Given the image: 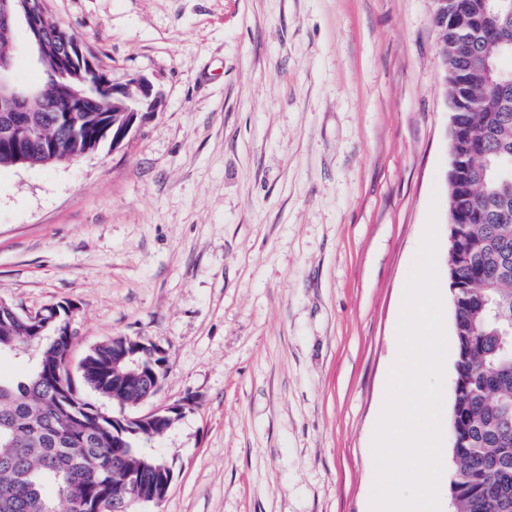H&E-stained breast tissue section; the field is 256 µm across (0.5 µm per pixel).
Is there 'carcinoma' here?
I'll list each match as a JSON object with an SVG mask.
<instances>
[{
	"instance_id": "carcinoma-1",
	"label": "carcinoma",
	"mask_w": 512,
	"mask_h": 512,
	"mask_svg": "<svg viewBox=\"0 0 512 512\" xmlns=\"http://www.w3.org/2000/svg\"><path fill=\"white\" fill-rule=\"evenodd\" d=\"M485 0H447L448 29L438 30L439 62L448 75L449 102L477 107L457 113L449 151L462 163L448 172L449 235L461 232L447 252L455 338V374L448 418L452 512H512V84L492 87L479 61L502 67L512 59V21L491 29ZM43 90L23 113L29 128L62 142L80 157L112 123V75L101 67L85 84L64 81ZM79 117V133L69 127ZM483 154L491 165H474ZM34 340L35 358L18 382L0 380V512H97L120 493L115 469H134L151 486L174 469L136 423L112 430V416L84 397L92 391L120 407L143 399L124 361L112 366V343L88 349L78 380L68 369L76 336L63 334L67 309ZM35 335L0 308V354ZM84 508L78 511L74 501Z\"/></svg>"
}]
</instances>
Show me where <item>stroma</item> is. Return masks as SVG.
<instances>
[{"mask_svg": "<svg viewBox=\"0 0 512 512\" xmlns=\"http://www.w3.org/2000/svg\"><path fill=\"white\" fill-rule=\"evenodd\" d=\"M160 99L119 146L0 167V299L75 305L70 355L166 357L190 402L137 512H370L372 449L429 217L449 303V107L432 0H48Z\"/></svg>", "mask_w": 512, "mask_h": 512, "instance_id": "obj_1", "label": "stroma"}]
</instances>
